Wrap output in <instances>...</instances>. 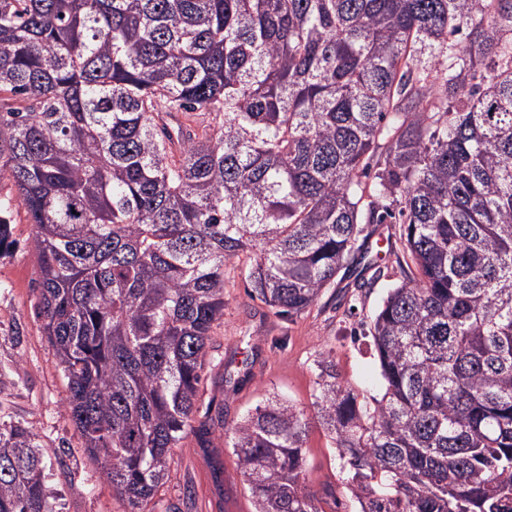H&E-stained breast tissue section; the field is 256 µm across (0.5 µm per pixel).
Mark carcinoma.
Returning a JSON list of instances; mask_svg holds the SVG:
<instances>
[{
  "mask_svg": "<svg viewBox=\"0 0 512 512\" xmlns=\"http://www.w3.org/2000/svg\"><path fill=\"white\" fill-rule=\"evenodd\" d=\"M0 258L33 224L43 335L87 459L157 512L172 449L220 432L255 512L338 450L354 512H512V0H0ZM402 224L409 275L370 336L367 400L314 359L313 413L201 402L229 263L313 306ZM0 512H56L39 435L0 427ZM310 467L307 471L306 482L314 490L320 489L322 483L335 482L339 484L338 452L330 448V441L318 427L313 428L309 435Z\"/></svg>",
  "mask_w": 512,
  "mask_h": 512,
  "instance_id": "1",
  "label": "carcinoma"
}]
</instances>
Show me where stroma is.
Returning a JSON list of instances; mask_svg holds the SVG:
<instances>
[{
  "label": "stroma",
  "instance_id": "1",
  "mask_svg": "<svg viewBox=\"0 0 512 512\" xmlns=\"http://www.w3.org/2000/svg\"><path fill=\"white\" fill-rule=\"evenodd\" d=\"M12 228L18 245L0 259V424L19 421L39 434L61 512H123L105 475L84 455L66 409V381L35 308L40 271L30 246L33 227L22 207L13 209ZM402 230L399 224L368 226L365 262L341 269L315 306L292 317L275 314L251 297L248 280L240 269H231L224 287V325L210 348L211 356L223 358L224 376L206 371L204 399L223 409L229 422L274 392L310 408L313 361L325 350L335 356L344 384L380 396L369 323L389 289L407 273L391 248ZM377 267L383 271L378 278L373 275ZM307 446V484L316 490L336 482L335 451L320 428H313ZM171 456V478L158 492L161 507L184 506L189 483L195 501L188 512H254L230 448L214 454L190 437Z\"/></svg>",
  "mask_w": 512,
  "mask_h": 512
}]
</instances>
